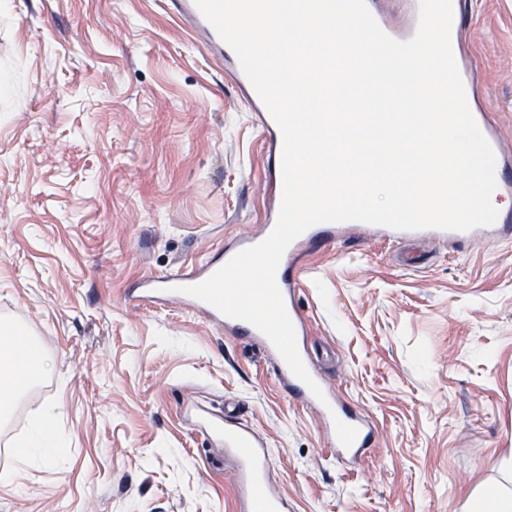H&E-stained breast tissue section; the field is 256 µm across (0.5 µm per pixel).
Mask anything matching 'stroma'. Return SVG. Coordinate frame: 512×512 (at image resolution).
I'll return each mask as SVG.
<instances>
[{
    "label": "stroma",
    "mask_w": 512,
    "mask_h": 512,
    "mask_svg": "<svg viewBox=\"0 0 512 512\" xmlns=\"http://www.w3.org/2000/svg\"><path fill=\"white\" fill-rule=\"evenodd\" d=\"M466 23L512 138V0H473ZM267 169L248 102L165 0H0V321L52 362L0 421V512H241L235 457L195 424L229 398L289 512H472L512 492V243L426 240L405 268L348 229L308 252L307 350L375 429L358 464L248 338L127 301L259 234ZM47 410L64 454L19 464ZM477 512H511L512 496L509 492L488 488L477 504Z\"/></svg>",
    "instance_id": "obj_1"
}]
</instances>
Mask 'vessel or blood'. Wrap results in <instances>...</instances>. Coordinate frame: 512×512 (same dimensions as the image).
<instances>
[{"instance_id": "1", "label": "vessel or blood", "mask_w": 512, "mask_h": 512, "mask_svg": "<svg viewBox=\"0 0 512 512\" xmlns=\"http://www.w3.org/2000/svg\"><path fill=\"white\" fill-rule=\"evenodd\" d=\"M366 4L380 27L390 37L406 41L415 34L420 20V0H402L403 21L399 24L388 17L380 5V0H366ZM466 4L467 0H452L451 47L464 83L467 104L481 133L496 155L495 194L499 197L512 196V143L504 140L491 113L480 108L476 101L474 74L464 50L465 31L462 16ZM170 6L177 15L202 33L212 49L223 57L231 78L240 85H247L248 79L234 51L199 12L194 0H170ZM249 98L258 114L263 132L270 142L271 159L273 163H280L282 132L258 94L250 93ZM340 228L341 225L337 222L320 223L310 227L287 248L278 267L276 282L297 338H304L305 323L295 303L297 281L290 269L310 245L334 241ZM376 232L380 238L395 245L420 240H439L456 244L483 241L497 244L512 240V213L499 214L494 224L469 231L438 228L409 231L380 226ZM259 242V237L241 235L233 238L212 256L197 264L181 267L174 274L144 277L132 293L131 299L135 302H175L185 308L203 312L213 324L222 326L227 335L248 337L272 361L278 379L285 385L289 394L297 396L300 401L318 412L337 458L349 463L359 462L364 457L373 435L372 426L365 416L346 413L333 390H325L323 398H316L309 388L290 372L272 342L254 326L242 320L229 318L212 305L178 291L179 286L195 285L205 281L236 253ZM203 430L210 438L223 442L226 451L236 456L248 512H288L287 501L275 496L270 489L271 458L268 449L247 426L235 424L232 411H225L221 416H206L203 420Z\"/></svg>"}]
</instances>
